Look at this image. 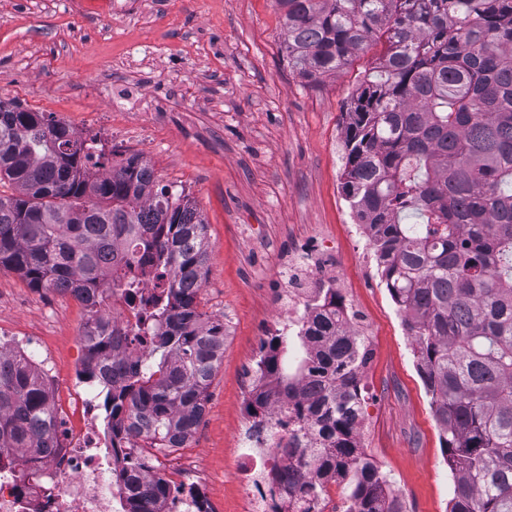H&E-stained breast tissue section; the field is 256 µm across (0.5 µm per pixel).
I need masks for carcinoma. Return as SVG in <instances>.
I'll return each mask as SVG.
<instances>
[{"mask_svg": "<svg viewBox=\"0 0 512 512\" xmlns=\"http://www.w3.org/2000/svg\"><path fill=\"white\" fill-rule=\"evenodd\" d=\"M284 50L297 75L337 74L371 44L373 71L345 112L342 190L371 239L386 287L414 342L454 478L450 512H512V0H278ZM66 124L14 103L0 107V268L33 288L66 292L86 311L93 358L109 366L112 438L140 448H185L224 359V323L198 309L210 242L184 196L152 179L134 155L109 162ZM422 219L405 224L407 214ZM162 268L159 295L141 306L150 331L124 365L97 291ZM342 296L319 291L305 357L283 373L282 338L257 368L286 412L322 441L288 490L309 501L330 474L352 486L346 512H404L359 440L365 338L339 322ZM264 423L266 394L250 401ZM52 402L38 368L0 355V451L53 447ZM166 480L154 476L129 512H155Z\"/></svg>", "mask_w": 512, "mask_h": 512, "instance_id": "carcinoma-1", "label": "carcinoma"}]
</instances>
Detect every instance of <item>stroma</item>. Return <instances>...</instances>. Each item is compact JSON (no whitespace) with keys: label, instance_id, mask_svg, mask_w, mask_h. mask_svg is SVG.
Masks as SVG:
<instances>
[{"label":"stroma","instance_id":"obj_1","mask_svg":"<svg viewBox=\"0 0 512 512\" xmlns=\"http://www.w3.org/2000/svg\"><path fill=\"white\" fill-rule=\"evenodd\" d=\"M113 3L83 0L73 14L67 0H0V88L99 138L113 164L144 157L201 213L210 249L199 309L229 326L190 441L214 508L240 512L235 435L248 413L244 377L275 318L269 275L320 236L336 245V287L369 350L363 451L404 512H448V464L412 338L368 262L371 243L348 232L341 191L342 114L378 48L311 82L288 66L277 0H126L122 17ZM84 321L72 296L0 269V329L40 333L64 404L78 399Z\"/></svg>","mask_w":512,"mask_h":512}]
</instances>
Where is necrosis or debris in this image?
<instances>
[{"label":"necrosis or debris","instance_id":"obj_1","mask_svg":"<svg viewBox=\"0 0 512 512\" xmlns=\"http://www.w3.org/2000/svg\"><path fill=\"white\" fill-rule=\"evenodd\" d=\"M300 269L282 267L272 273L277 316L281 333L297 336L308 325L312 289L308 281L326 283L336 279L335 269L324 259L331 252L328 242L318 240L300 248ZM140 288L130 296L120 287L101 291L110 305L113 322L122 335V353L129 358L142 355L145 342L138 334L137 297L155 293L154 267L145 264L139 271ZM83 394L77 417L54 409L56 444L42 452L38 463H31L26 450L17 449L0 457V512H126L130 498L129 476L150 480L157 472L148 456L131 443H123L120 454H113L112 443L101 429L103 405L96 391L98 375L80 376ZM301 433L307 450L319 448L317 436L302 432L300 424L289 421L281 403H273L265 429L245 423L240 431L246 471V496L242 512H301L297 495L288 491V473L298 466L297 457L287 455L284 446L289 435ZM168 496L156 504L157 512H213L209 499L195 480L197 461L193 452L178 448L169 459Z\"/></svg>","mask_w":512,"mask_h":512}]
</instances>
